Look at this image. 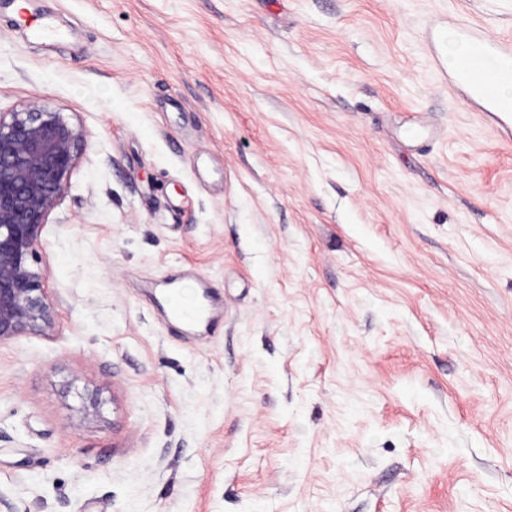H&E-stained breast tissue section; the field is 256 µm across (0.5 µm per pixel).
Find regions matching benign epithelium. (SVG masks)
I'll return each instance as SVG.
<instances>
[{
  "label": "benign epithelium",
  "mask_w": 512,
  "mask_h": 512,
  "mask_svg": "<svg viewBox=\"0 0 512 512\" xmlns=\"http://www.w3.org/2000/svg\"><path fill=\"white\" fill-rule=\"evenodd\" d=\"M84 150L71 120L39 100L0 113V342L48 336L57 312L44 285L42 232ZM96 393L82 399L86 421L101 417Z\"/></svg>",
  "instance_id": "benign-epithelium-1"
}]
</instances>
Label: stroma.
I'll list each match as a JSON object with an SVG mask.
<instances>
[{"mask_svg":"<svg viewBox=\"0 0 512 512\" xmlns=\"http://www.w3.org/2000/svg\"><path fill=\"white\" fill-rule=\"evenodd\" d=\"M464 24L512 44V0H0V113L86 136L56 326L0 343V512H512V141L439 74ZM160 299L166 316L181 324L184 329H196L210 323L214 311L213 293L205 279L200 277V298L193 307H182L175 301L177 288H181L179 280L169 279L160 285ZM201 322L202 325H199Z\"/></svg>","mask_w":512,"mask_h":512,"instance_id":"1","label":"stroma"}]
</instances>
